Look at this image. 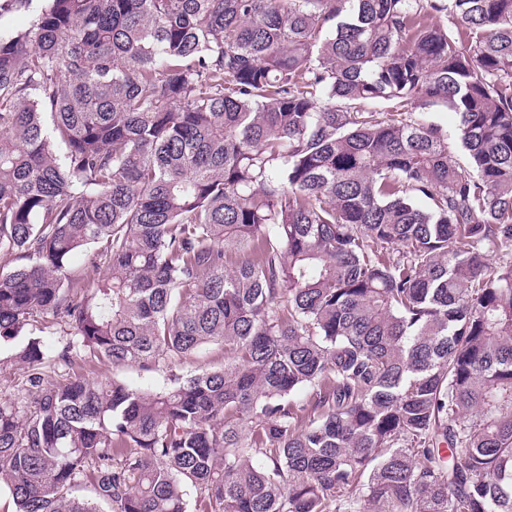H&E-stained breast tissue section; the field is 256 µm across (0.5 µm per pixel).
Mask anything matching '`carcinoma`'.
Here are the masks:
<instances>
[{
  "label": "carcinoma",
  "mask_w": 512,
  "mask_h": 512,
  "mask_svg": "<svg viewBox=\"0 0 512 512\" xmlns=\"http://www.w3.org/2000/svg\"><path fill=\"white\" fill-rule=\"evenodd\" d=\"M1 256L14 512H512V0H46ZM430 120L440 124L443 126L447 132H448V142L451 145V148L453 149L454 159L457 160L460 164L464 162V157L461 152H459L455 145H456V125H457V119L453 112L448 111L447 109L441 108L436 111L431 112L430 114ZM25 370L9 363L0 370V399L22 400L27 396ZM82 372L90 379L104 381L111 379L113 375L125 380L127 383L139 387H153L158 383L157 374L145 373L138 367H127L120 370H113L111 366L89 363L86 364Z\"/></svg>",
  "instance_id": "obj_1"
}]
</instances>
